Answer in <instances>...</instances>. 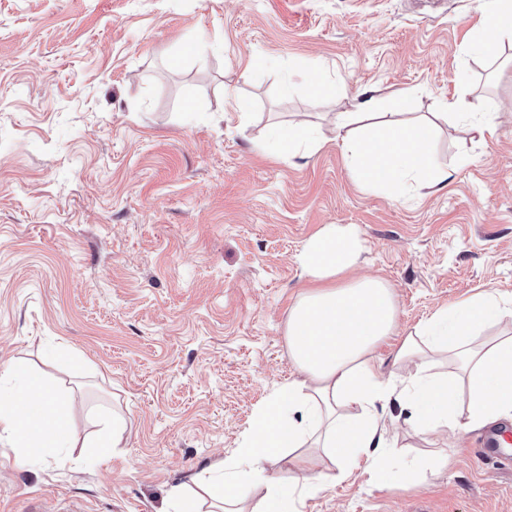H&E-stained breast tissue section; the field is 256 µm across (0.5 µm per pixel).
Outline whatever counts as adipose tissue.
I'll list each match as a JSON object with an SVG mask.
<instances>
[{
	"instance_id": "adipose-tissue-1",
	"label": "adipose tissue",
	"mask_w": 512,
	"mask_h": 512,
	"mask_svg": "<svg viewBox=\"0 0 512 512\" xmlns=\"http://www.w3.org/2000/svg\"><path fill=\"white\" fill-rule=\"evenodd\" d=\"M512 39V0H491L471 34L473 46L496 57L499 43ZM355 113L336 117V141L361 180L373 189L430 187L448 178L430 149L432 128L418 122L385 121L360 136ZM308 130L274 129L264 148L280 158L317 149ZM363 244L348 226L328 224L297 257L306 285L290 307L286 336L299 379L288 382L254 412L239 446L223 465L198 473L192 486L172 494L173 512H300L303 494L368 462L380 481L389 472L385 456L396 440L383 407L392 397L410 410L419 434L447 427L449 440L512 418V336H481L488 325L512 319V304L482 291L440 309L393 353L397 364H412L401 384L381 379L374 351L395 335L398 308L390 286L377 277L349 278ZM452 359L454 374L431 373L433 356ZM7 436L25 461L66 459L77 441L65 393L23 364L0 366V436ZM325 457L328 474L293 466L287 477L270 479L266 466L284 453ZM262 489L250 504L253 489Z\"/></svg>"
}]
</instances>
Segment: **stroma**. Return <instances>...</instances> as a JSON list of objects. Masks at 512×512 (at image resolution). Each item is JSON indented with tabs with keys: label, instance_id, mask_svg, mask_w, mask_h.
I'll list each match as a JSON object with an SVG mask.
<instances>
[{
	"label": "stroma",
	"instance_id": "35a3bbf8",
	"mask_svg": "<svg viewBox=\"0 0 512 512\" xmlns=\"http://www.w3.org/2000/svg\"><path fill=\"white\" fill-rule=\"evenodd\" d=\"M486 0H0V363L19 360L71 402L124 415L106 460L33 467L0 440V512H171L172 489L223 461L256 408L298 378L285 336L297 256L352 227L360 271L393 289L390 353L437 310L484 290L512 300V44L471 50ZM342 84L311 101L310 70ZM434 121L448 181L368 191L336 115L369 98ZM246 104L224 110L225 92ZM494 115L468 138L444 103ZM321 146L284 161L274 124ZM398 429L381 486L368 465L303 496L301 512H512V467L477 459L484 430Z\"/></svg>",
	"mask_w": 512,
	"mask_h": 512
}]
</instances>
